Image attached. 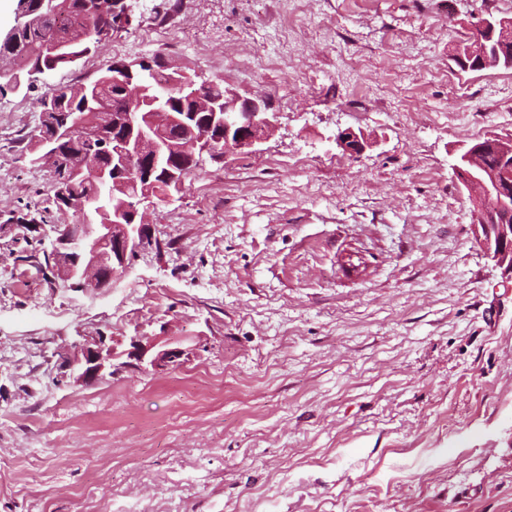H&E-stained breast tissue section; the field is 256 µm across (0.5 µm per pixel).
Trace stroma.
<instances>
[{
    "mask_svg": "<svg viewBox=\"0 0 512 512\" xmlns=\"http://www.w3.org/2000/svg\"><path fill=\"white\" fill-rule=\"evenodd\" d=\"M127 3L88 62L0 90V512H512V279L453 169L512 134V70L454 61L512 0ZM153 59L277 129L151 208L111 288L68 287L33 102ZM101 335L184 355L74 382L62 356Z\"/></svg>",
    "mask_w": 512,
    "mask_h": 512,
    "instance_id": "1",
    "label": "stroma"
}]
</instances>
